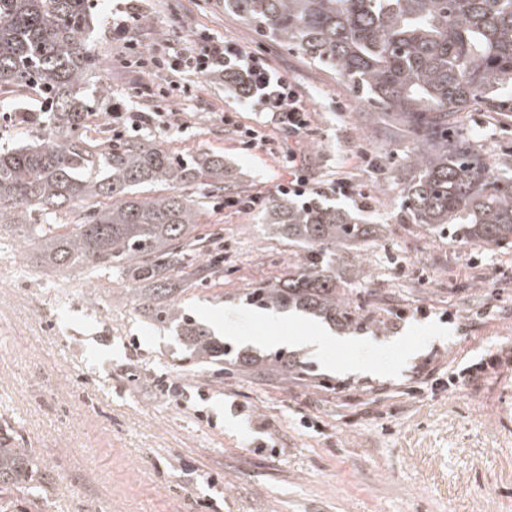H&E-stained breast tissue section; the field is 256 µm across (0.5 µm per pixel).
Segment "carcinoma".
<instances>
[{"instance_id": "carcinoma-1", "label": "carcinoma", "mask_w": 512, "mask_h": 512, "mask_svg": "<svg viewBox=\"0 0 512 512\" xmlns=\"http://www.w3.org/2000/svg\"><path fill=\"white\" fill-rule=\"evenodd\" d=\"M262 35L334 70L417 142L403 212L414 224L489 245H512V174L494 171L460 126L475 106L512 112V0H224ZM89 0H0V87L50 99L25 123L27 139L0 148V223L55 269L105 271L145 281L154 320L197 358L254 362L219 343L167 300L171 276L193 266L200 202L181 186L218 187L224 159L177 157L139 138L90 143ZM265 220L303 255L288 275L255 288L251 305L296 309L360 329L359 307L336 283V246L374 233L323 193L285 198ZM263 362L310 373L281 350ZM22 448H0V489L34 481Z\"/></svg>"}]
</instances>
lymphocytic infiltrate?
I'll return each mask as SVG.
<instances>
[{"mask_svg": "<svg viewBox=\"0 0 512 512\" xmlns=\"http://www.w3.org/2000/svg\"><path fill=\"white\" fill-rule=\"evenodd\" d=\"M143 25L139 0H121L117 4L112 14V40L136 57L140 67L165 68L176 74L190 71L203 79L223 80L227 91L236 94L240 107H257L272 114L289 134L299 135L310 126L312 111L295 84L249 47L185 24L181 27L180 39L186 43V50L174 51L167 59L137 39L136 34ZM108 118L116 134L139 133L156 127L178 132L185 127L178 113L159 107L133 112L120 101L113 103Z\"/></svg>", "mask_w": 512, "mask_h": 512, "instance_id": "lymphocytic-infiltrate-1", "label": "lymphocytic infiltrate"}]
</instances>
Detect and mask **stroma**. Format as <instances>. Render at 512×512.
<instances>
[{
	"instance_id": "obj_1",
	"label": "stroma",
	"mask_w": 512,
	"mask_h": 512,
	"mask_svg": "<svg viewBox=\"0 0 512 512\" xmlns=\"http://www.w3.org/2000/svg\"><path fill=\"white\" fill-rule=\"evenodd\" d=\"M90 3L101 60L92 83L109 89L87 121L94 138L114 101L152 109L172 75L138 67L113 44L112 0ZM143 9L138 38L159 54L191 23L261 54L313 111L295 139L270 115L239 110L261 137L248 147L221 119L238 110L223 81L184 73L194 92L174 107L188 130L146 138L224 160L223 189L182 188L203 199L198 232L220 262L202 277H174L175 306L217 340L255 357L287 351L317 377L189 361L184 342L155 327L148 285L54 271L1 228L0 443L40 469L37 481L0 490V512H512V370L454 393L445 386L452 370L512 351V247L460 244L410 223L401 172L415 143L336 72L262 37L224 0H145ZM460 120L489 165L512 170V112ZM292 146L306 155L312 188L347 177L369 195L362 209L336 199L376 229L336 248V280L365 330L296 311L268 324L245 300L286 275L301 250L271 232L263 210L223 201L274 193ZM317 331L335 338L325 352L291 342ZM164 376L184 398L161 392Z\"/></svg>"
}]
</instances>
